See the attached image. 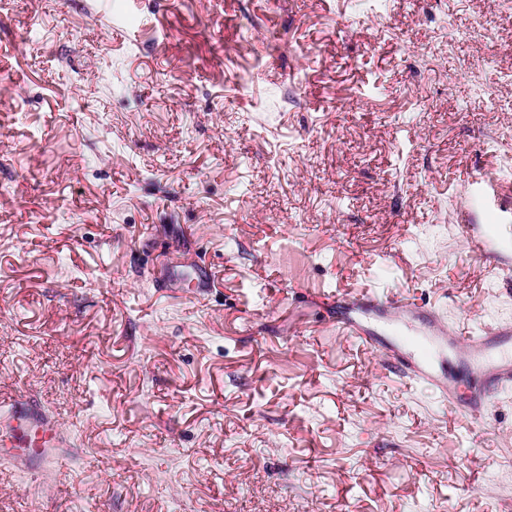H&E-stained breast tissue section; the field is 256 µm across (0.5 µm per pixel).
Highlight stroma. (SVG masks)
I'll return each instance as SVG.
<instances>
[{
  "label": "stroma",
  "mask_w": 512,
  "mask_h": 512,
  "mask_svg": "<svg viewBox=\"0 0 512 512\" xmlns=\"http://www.w3.org/2000/svg\"><path fill=\"white\" fill-rule=\"evenodd\" d=\"M510 242L512 0H0V392L65 454L0 512H512V394L471 426L323 303L488 329ZM352 299L354 301L350 306L343 307L345 311L341 319V325L348 334L360 340L366 347L375 350H381L383 347L381 341L376 336L371 335L368 326L354 315L355 312L379 310L395 319L429 316L427 312L422 310L421 306L405 297L383 301L371 291H365L356 294Z\"/></svg>",
  "instance_id": "1"
}]
</instances>
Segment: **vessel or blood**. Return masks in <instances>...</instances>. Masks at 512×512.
<instances>
[{
  "instance_id": "vessel-or-blood-1",
  "label": "vessel or blood",
  "mask_w": 512,
  "mask_h": 512,
  "mask_svg": "<svg viewBox=\"0 0 512 512\" xmlns=\"http://www.w3.org/2000/svg\"><path fill=\"white\" fill-rule=\"evenodd\" d=\"M361 310H379L393 318L405 319L422 316L421 306L404 297L383 300L365 291L356 294L352 304L346 307L341 325L366 347L385 349L389 365L398 369L403 377L435 383L447 396L452 393L451 387L447 378L433 367L432 359L451 347L461 350L470 366L482 376L464 407L465 415L472 424L481 423L486 409L498 396L512 392V353L492 350L494 344L512 343L511 322L499 323L479 334H462L438 324L433 328L428 345H418L408 338L400 345L386 348L358 318L357 313ZM58 434L55 421L29 410L17 399L11 401L8 416L0 419V442L8 441L14 448H33L46 457L57 455L54 441Z\"/></svg>"
}]
</instances>
